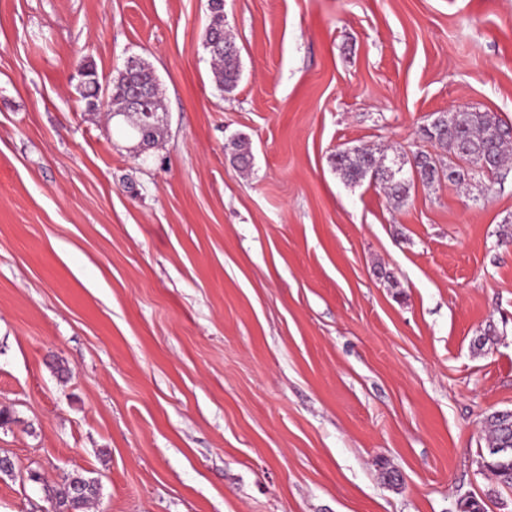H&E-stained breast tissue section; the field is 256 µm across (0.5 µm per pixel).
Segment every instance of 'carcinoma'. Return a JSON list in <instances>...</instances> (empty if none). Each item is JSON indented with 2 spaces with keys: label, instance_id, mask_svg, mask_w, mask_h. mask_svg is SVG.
I'll list each match as a JSON object with an SVG mask.
<instances>
[{
  "label": "carcinoma",
  "instance_id": "obj_1",
  "mask_svg": "<svg viewBox=\"0 0 512 512\" xmlns=\"http://www.w3.org/2000/svg\"><path fill=\"white\" fill-rule=\"evenodd\" d=\"M209 33L224 38V43L233 41L224 33V0H210ZM215 82L220 91L231 94L239 83L241 70L238 51L226 52L222 55H210ZM149 88L144 109L131 124V134L137 139H149L156 142L159 128L151 127L156 116L163 111L158 96L156 80L152 71L142 69L132 81L119 76L112 79L110 95L113 107L122 108V103L134 92V86ZM100 81L95 67L85 65L84 76L77 90L84 98L95 96ZM426 138L455 157L465 160L475 168L486 169L493 175L501 173L512 160V124L496 119L485 112H460L453 118L442 117L441 125L433 124L424 128ZM232 159L242 170L251 167L253 161L252 147L249 139L238 136L232 153ZM442 160L437 156L418 151L414 155L415 173L426 183L433 182L439 173ZM333 166L336 173L348 184H357L364 180L373 169L381 171L378 181L390 199L397 203L403 202L409 192L410 181L403 172V164L396 158L386 155H375L365 148L339 150L333 155ZM486 429L491 450L482 456V467L491 473L496 484L512 488V412H493L486 418ZM85 483L89 491L85 496H73V489L78 483ZM98 494L95 480L80 474L71 477L59 489L54 491L55 512H79Z\"/></svg>",
  "mask_w": 512,
  "mask_h": 512
}]
</instances>
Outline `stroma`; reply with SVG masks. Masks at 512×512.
I'll return each instance as SVG.
<instances>
[{"label":"stroma","mask_w":512,"mask_h":512,"mask_svg":"<svg viewBox=\"0 0 512 512\" xmlns=\"http://www.w3.org/2000/svg\"><path fill=\"white\" fill-rule=\"evenodd\" d=\"M208 21L0 0V512L76 474L87 512H512L481 465L512 410V172L398 204L331 161L512 123V0H224L230 95ZM131 55L165 106L140 153L76 91ZM210 23L209 33L224 37V41L217 36L209 37L206 34V42L215 53H224L223 55H214L206 44V49L210 54L211 65L215 82L220 91L231 94L239 83L241 70L238 61V50L235 43L224 33V0H210ZM224 44H230L235 47L232 52H224Z\"/></svg>","instance_id":"stroma-1"}]
</instances>
